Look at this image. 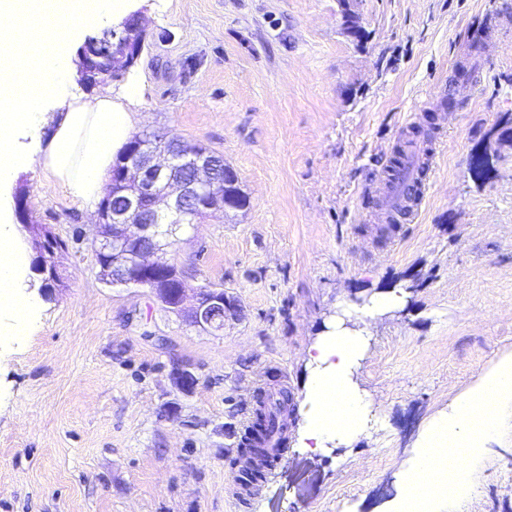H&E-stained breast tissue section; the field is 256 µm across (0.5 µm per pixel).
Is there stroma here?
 <instances>
[{"instance_id": "stroma-1", "label": "stroma", "mask_w": 512, "mask_h": 512, "mask_svg": "<svg viewBox=\"0 0 512 512\" xmlns=\"http://www.w3.org/2000/svg\"><path fill=\"white\" fill-rule=\"evenodd\" d=\"M504 0H358L357 45L337 0H125L145 47L135 132L223 155L249 199L185 227L167 254L188 294L224 288L238 317L210 334L145 288L98 278L96 216L36 167L32 223L68 244L65 284L27 331L0 314V512H385L430 418L512 354V9ZM472 71L454 81L458 66ZM51 89L33 152L64 106ZM435 121V163L417 216L387 241L382 178L412 127ZM488 161L476 177L473 154ZM402 286L355 377L381 409L371 437L312 454L288 421L285 458L245 506L231 466L257 387L304 403L305 352L344 305ZM191 371V391L175 369ZM446 512H512V418L480 449L466 498Z\"/></svg>"}]
</instances>
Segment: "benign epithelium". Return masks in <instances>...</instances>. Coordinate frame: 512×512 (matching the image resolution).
I'll return each instance as SVG.
<instances>
[{"instance_id":"obj_1","label":"benign epithelium","mask_w":512,"mask_h":512,"mask_svg":"<svg viewBox=\"0 0 512 512\" xmlns=\"http://www.w3.org/2000/svg\"><path fill=\"white\" fill-rule=\"evenodd\" d=\"M339 5L344 32L362 43L365 31L356 0H339ZM104 37L112 40L115 63L121 74H127L143 51L145 26L140 23L130 31L122 23ZM96 44L97 38H87L75 59L80 82L88 87L112 82V75L95 77L84 67L86 55ZM108 183L120 188L122 205L106 203L100 211V223L112 228L97 241L99 279L113 288H147L164 307L188 323L203 330H222L225 318L238 314L237 301L222 288L201 287L193 302L185 304V273L161 256L165 236L159 231L162 220L184 214L189 202L200 212L234 208L224 201V180L216 174L212 154L196 153L175 138H165L158 146L141 143L112 168ZM15 211L21 227L34 232V255L46 257L31 267L32 272L49 275L53 286L60 287L62 250L49 249L55 234L45 224L30 223L26 199L21 195L15 197Z\"/></svg>"}]
</instances>
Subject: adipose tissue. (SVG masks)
Segmentation results:
<instances>
[{
    "label": "adipose tissue",
    "instance_id": "adipose-tissue-1",
    "mask_svg": "<svg viewBox=\"0 0 512 512\" xmlns=\"http://www.w3.org/2000/svg\"><path fill=\"white\" fill-rule=\"evenodd\" d=\"M117 0H0V182L23 163L38 166L58 186L94 207L111 170L130 139L136 115L111 94H73L44 145L27 157L15 148L17 129L37 124L45 110L47 86H65L66 48L80 25L117 12ZM52 15L63 30L45 38L37 25ZM407 292L374 293L352 307L354 322L339 318L306 350V405L297 447L317 453L348 447L371 431L376 412L354 378L378 316L401 308ZM512 408V356L500 360L469 391L456 396L421 432L401 500H415L431 512L435 486L453 476L469 487L473 451L494 442L503 408Z\"/></svg>",
    "mask_w": 512,
    "mask_h": 512
}]
</instances>
